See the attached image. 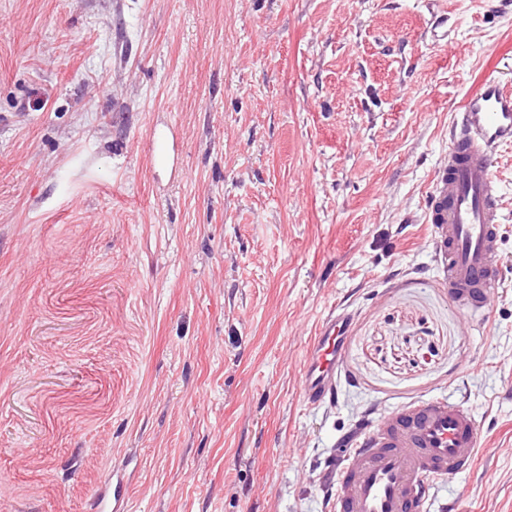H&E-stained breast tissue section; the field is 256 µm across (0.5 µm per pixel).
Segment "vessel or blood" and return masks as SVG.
Here are the masks:
<instances>
[{
	"label": "vessel or blood",
	"mask_w": 512,
	"mask_h": 512,
	"mask_svg": "<svg viewBox=\"0 0 512 512\" xmlns=\"http://www.w3.org/2000/svg\"><path fill=\"white\" fill-rule=\"evenodd\" d=\"M512 141V94L494 76L470 93L450 131L448 162L436 177L430 222L445 261L452 300L482 311L500 277L498 185L492 173L500 144ZM349 316L322 323L306 350L301 391L307 403L334 400ZM480 428L459 401L435 397L403 405L357 428L351 448L329 471L335 512H426L431 489L472 467Z\"/></svg>",
	"instance_id": "b4317fda"
}]
</instances>
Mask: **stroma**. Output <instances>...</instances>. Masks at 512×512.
<instances>
[{"mask_svg":"<svg viewBox=\"0 0 512 512\" xmlns=\"http://www.w3.org/2000/svg\"><path fill=\"white\" fill-rule=\"evenodd\" d=\"M491 74L512 0H0V512H332L353 429L439 396L481 438L430 512H512V144L483 314L430 222ZM349 315H331L322 323L306 350L301 374V391L309 404H320L336 398L338 366L344 355Z\"/></svg>","mask_w":512,"mask_h":512,"instance_id":"35a3bbf8","label":"stroma"}]
</instances>
